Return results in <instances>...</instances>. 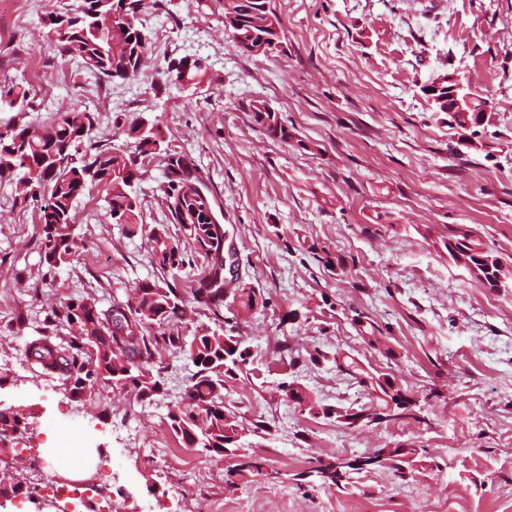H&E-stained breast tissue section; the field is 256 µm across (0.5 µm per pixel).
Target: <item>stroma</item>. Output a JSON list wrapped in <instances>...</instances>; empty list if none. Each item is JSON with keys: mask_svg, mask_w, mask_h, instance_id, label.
Masks as SVG:
<instances>
[{"mask_svg": "<svg viewBox=\"0 0 512 512\" xmlns=\"http://www.w3.org/2000/svg\"><path fill=\"white\" fill-rule=\"evenodd\" d=\"M72 2L0 0V87L22 85L33 106L1 110L0 131L45 125L75 106L94 119L90 139L128 149L126 129L147 118L196 168L235 254L233 288L262 296L246 317L224 300L251 351L250 372L225 390L224 405L264 424L248 441L266 467L231 487L229 459L187 453L199 469L190 479L181 464L146 463L150 449L177 443L166 415L193 370L183 358L163 355L172 380L148 403L105 390L72 396L22 360L51 307L88 290L104 307L138 283H161L148 240L167 221L159 160L140 168L142 229L113 222L104 192L89 188L73 210L82 247L51 271L36 210L14 203L0 180V406L26 405L11 444L49 449L95 430L98 444L120 451L113 512H512V288H484L435 247L449 225L465 224L512 264V0H269L283 33L273 57L236 47L220 0H147L156 64L186 56L202 66L179 89L151 69L111 81L80 72L41 25ZM451 67L495 104L482 149L450 140L447 115L420 91ZM256 100L278 112L287 139L254 123ZM312 244L342 257L348 276L331 275ZM358 313L392 354L363 343ZM340 355L395 377L424 422L350 428L278 390L294 381L325 408L367 403L337 372ZM389 442L427 449L430 468L402 479L378 467L344 491H303L293 479L318 460Z\"/></svg>", "mask_w": 512, "mask_h": 512, "instance_id": "stroma-1", "label": "stroma"}]
</instances>
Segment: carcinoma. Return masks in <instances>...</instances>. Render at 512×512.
Wrapping results in <instances>:
<instances>
[{
  "label": "carcinoma",
  "mask_w": 512,
  "mask_h": 512,
  "mask_svg": "<svg viewBox=\"0 0 512 512\" xmlns=\"http://www.w3.org/2000/svg\"><path fill=\"white\" fill-rule=\"evenodd\" d=\"M269 0H227L224 14L235 13L243 21L262 16L264 26L254 27V42L264 44V56L278 52L282 44L278 30L280 18L268 7ZM143 0H80L74 8L49 11L42 26L46 37L60 54L97 78L112 80L119 72L141 73L151 49L142 23ZM200 69L196 60L186 57L169 61L166 70L171 83L191 82L193 71ZM464 111L448 118V129L462 128L477 111L492 106L487 98L466 88ZM25 112L29 108L28 91L22 86L0 90V102ZM262 101L251 105L254 122L274 137H288L279 114L262 111ZM92 127L90 113L69 109L57 114L47 126L32 124L14 126L0 131V179L11 182L14 201L35 204L38 223L42 225L40 249L43 262L55 268L78 251V239L72 233L74 202L90 185L106 192L109 216L128 231L143 227L140 222L141 201L132 188L139 180L137 159H161L165 163V180L158 185L168 220L178 226L180 234L172 235L166 228L149 231L151 256L157 268L170 273L187 264L198 269L197 277L186 288L168 284L164 287L142 283L135 297L124 300L113 296L107 308L98 306L90 295H79L59 309H52L48 320L67 327L69 336L58 342L45 332L30 336L23 353L32 365L43 373L55 375L73 395L92 393L112 387L113 374L122 366L125 356L131 371L119 376L125 392L140 403L149 402L163 393L166 385L163 367H155L156 355L169 352L182 355L195 368L186 382L184 396L168 410L167 419L173 434L191 451L205 452L214 458H224L229 434L246 428L237 416L224 409V389L243 372L250 359L245 340L224 328V237L222 224H191L189 216L203 215L212 207L207 193L193 191L178 172L189 173L186 159L173 152L162 128L146 120L126 130L135 140L131 155L110 143L95 145L88 139ZM441 248L454 264L472 273L474 279L490 289L507 287L509 270L500 257L485 250L480 239L465 224L448 225V235L440 241ZM319 263L342 277L347 275L346 263L328 250L308 247ZM261 294L254 289H241L238 312L252 311ZM199 311L212 320V325L196 328L185 337L169 329L184 320L187 311ZM363 342L373 348L386 345L382 330L370 320L357 319ZM336 369L364 387L370 401L357 409L345 408L336 418L349 425L354 418L363 425H404L408 419H418V403L409 398L394 377L387 373L367 371L354 358L336 361ZM235 455L234 469L227 484L234 478L248 479L262 474V458L245 452L244 444L231 445ZM427 459L423 448L398 444L383 446L364 457V466L388 465L399 476L412 475ZM362 466V467H364ZM360 466L337 461H318V465L297 473V484H307L316 477L320 486L342 491L350 485V476L362 470Z\"/></svg>",
  "instance_id": "carcinoma-1"
}]
</instances>
